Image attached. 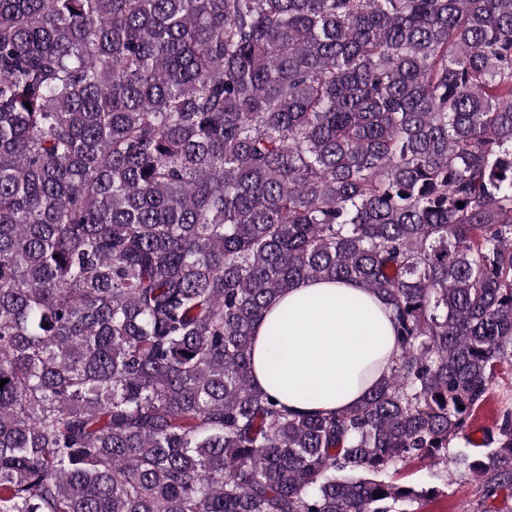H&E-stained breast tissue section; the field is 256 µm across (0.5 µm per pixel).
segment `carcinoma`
<instances>
[{
    "instance_id": "cac0c4a2",
    "label": "carcinoma",
    "mask_w": 512,
    "mask_h": 512,
    "mask_svg": "<svg viewBox=\"0 0 512 512\" xmlns=\"http://www.w3.org/2000/svg\"><path fill=\"white\" fill-rule=\"evenodd\" d=\"M301 280L392 313L335 413L252 385ZM511 358L512 0H0V512H499ZM506 410H512V359L498 367L485 401L468 420L463 434L450 445V453L458 455L474 448L472 443H481L488 430H496ZM444 465L433 466L427 461L410 460L399 465L394 479L418 486L438 485L444 488L443 495L425 503L418 512H472V503L478 498L477 486L462 466L448 463V481Z\"/></svg>"
}]
</instances>
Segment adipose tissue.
<instances>
[{
	"label": "adipose tissue",
	"instance_id": "adipose-tissue-1",
	"mask_svg": "<svg viewBox=\"0 0 512 512\" xmlns=\"http://www.w3.org/2000/svg\"><path fill=\"white\" fill-rule=\"evenodd\" d=\"M395 349L385 303L354 282L305 280L274 297L254 328V386L289 410L331 413L360 402Z\"/></svg>",
	"mask_w": 512,
	"mask_h": 512
}]
</instances>
